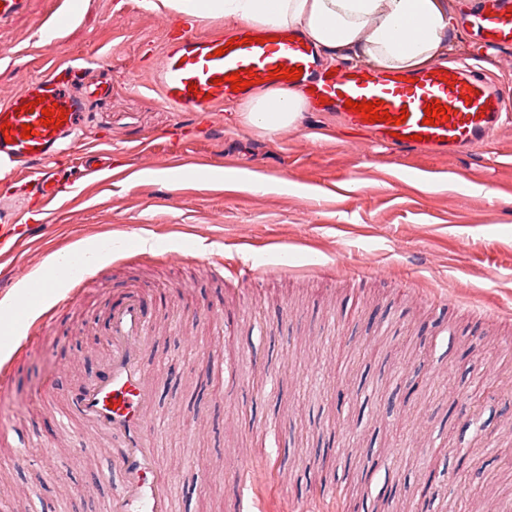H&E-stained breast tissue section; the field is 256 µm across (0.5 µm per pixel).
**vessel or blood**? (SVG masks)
<instances>
[{
	"mask_svg": "<svg viewBox=\"0 0 512 512\" xmlns=\"http://www.w3.org/2000/svg\"><path fill=\"white\" fill-rule=\"evenodd\" d=\"M466 24L480 49L511 47L512 0H474ZM281 66L300 69V78H273ZM247 71L264 88L301 92L311 111L339 113L346 126L370 132L402 154L421 147L448 152L471 147L512 113V93L496 86L480 63L458 59L410 72L356 62L334 70L290 27L239 25L218 36H169L150 83L174 111L209 112L245 98V91H233L230 77ZM88 72L78 63L51 69L30 80L22 93L0 102V166L24 176L31 195L45 208L72 185L54 166L59 155L75 156L86 178L108 169L80 135L87 99L75 85ZM361 102L381 103L389 120H366L353 109ZM434 103L446 106L447 114L424 124L425 110ZM52 106L64 111L62 124H44L42 111ZM400 114L404 122L394 124ZM35 230L32 224L0 225L1 291L31 282V271L18 253ZM106 311L102 336L107 350L98 372L77 385L50 389L46 398L62 402L64 418L76 429L74 447L107 459L115 481L105 512H174V479L157 448V408L164 390L151 369L161 331L149 299L138 292L113 299ZM55 328L49 314L38 322L36 335L22 341L0 335V345L18 358L33 348L39 335ZM238 456L239 467L224 474L230 512H240L242 488L253 479L249 449H239ZM344 510L341 499L318 495L302 503L282 500L274 512Z\"/></svg>",
	"mask_w": 512,
	"mask_h": 512,
	"instance_id": "b4317fda",
	"label": "vessel or blood"
}]
</instances>
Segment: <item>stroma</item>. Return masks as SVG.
I'll list each match as a JSON object with an SVG mask.
<instances>
[{
    "mask_svg": "<svg viewBox=\"0 0 512 512\" xmlns=\"http://www.w3.org/2000/svg\"><path fill=\"white\" fill-rule=\"evenodd\" d=\"M149 2L82 0L45 42L38 30L56 0H29L0 23V99L75 57L108 64L99 79L112 93L89 101L81 135L92 149L111 147L116 175L85 181L22 259L39 269L112 240L106 291L133 283L162 299L157 322L176 333L152 360L170 393L158 414L178 404L185 412L180 429L159 436L177 512H228L220 477L198 466H232L235 448L255 450L257 471L285 475V485H269L272 500L303 499L319 477L368 512H414L429 474L444 472L445 496L427 498L434 512H512V121L460 154L403 156L352 149L333 113L302 112L272 136L243 120L239 102L183 115L149 86L169 16ZM470 2L442 0L455 23L441 59L470 55ZM142 145L172 173L222 160L288 187L159 178L144 170ZM38 210L21 181L0 176V224L31 223ZM137 236L187 246L188 260L168 265L133 247ZM374 262L389 277L370 275ZM235 263L252 267L245 286L259 302L239 300L218 274ZM186 279L185 298L175 286ZM417 288L434 302L417 301ZM100 293L82 290L57 308L56 335L0 389V512H102L103 459L70 448L68 429L48 428L60 408L43 400L96 371ZM201 301L223 303V318L197 321ZM31 432L56 455L26 452ZM22 453L26 463H15Z\"/></svg>",
    "mask_w": 512,
    "mask_h": 512,
    "instance_id": "1",
    "label": "stroma"
}]
</instances>
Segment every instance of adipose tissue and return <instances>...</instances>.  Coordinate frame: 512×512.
<instances>
[{
    "instance_id": "ef3b65f1",
    "label": "adipose tissue",
    "mask_w": 512,
    "mask_h": 512,
    "mask_svg": "<svg viewBox=\"0 0 512 512\" xmlns=\"http://www.w3.org/2000/svg\"><path fill=\"white\" fill-rule=\"evenodd\" d=\"M197 22L291 27L329 62L359 58L388 70L436 61L451 21L439 0H158ZM303 97L287 90L255 91L243 117L259 134L296 125Z\"/></svg>"
}]
</instances>
